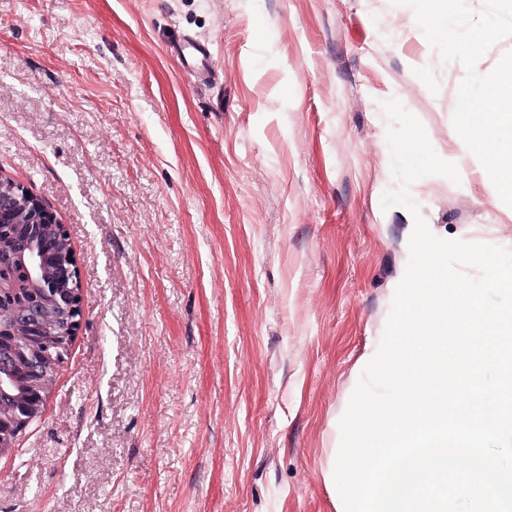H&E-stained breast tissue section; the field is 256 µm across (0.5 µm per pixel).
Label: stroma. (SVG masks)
<instances>
[{"instance_id":"obj_1","label":"stroma","mask_w":512,"mask_h":512,"mask_svg":"<svg viewBox=\"0 0 512 512\" xmlns=\"http://www.w3.org/2000/svg\"><path fill=\"white\" fill-rule=\"evenodd\" d=\"M465 74L392 0H0V175L66 226L82 288L0 512H336L414 228L381 206L383 103L447 158ZM479 167L410 192L434 235L512 250Z\"/></svg>"}]
</instances>
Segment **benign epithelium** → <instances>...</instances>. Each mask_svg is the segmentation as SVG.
Wrapping results in <instances>:
<instances>
[{"label": "benign epithelium", "mask_w": 512, "mask_h": 512, "mask_svg": "<svg viewBox=\"0 0 512 512\" xmlns=\"http://www.w3.org/2000/svg\"><path fill=\"white\" fill-rule=\"evenodd\" d=\"M0 224H12L25 230L29 244L26 254L29 280L40 288H57L55 300L66 311L63 330L75 335L80 326L81 284L76 262L70 261L72 254L57 253L62 244L69 242L63 224L35 195L7 177L0 176ZM41 305L29 301L20 305L0 304V332L7 330L19 342L44 331ZM49 388L41 386L28 395L26 416H16L9 424L0 419V440L21 424L28 415L46 400Z\"/></svg>", "instance_id": "1"}]
</instances>
